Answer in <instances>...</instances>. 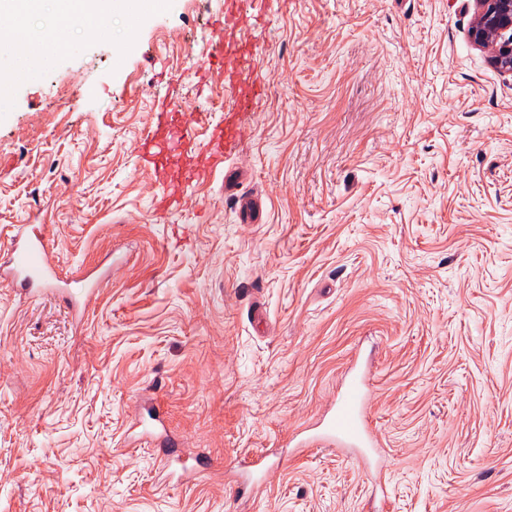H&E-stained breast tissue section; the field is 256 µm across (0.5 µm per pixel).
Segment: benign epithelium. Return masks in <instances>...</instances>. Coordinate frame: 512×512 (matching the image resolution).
<instances>
[{
    "mask_svg": "<svg viewBox=\"0 0 512 512\" xmlns=\"http://www.w3.org/2000/svg\"><path fill=\"white\" fill-rule=\"evenodd\" d=\"M472 44L488 54L490 63L512 75V0H473Z\"/></svg>",
    "mask_w": 512,
    "mask_h": 512,
    "instance_id": "1",
    "label": "benign epithelium"
}]
</instances>
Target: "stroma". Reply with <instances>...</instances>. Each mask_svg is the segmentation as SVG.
Wrapping results in <instances>:
<instances>
[{"label":"stroma","instance_id":"stroma-1","mask_svg":"<svg viewBox=\"0 0 512 512\" xmlns=\"http://www.w3.org/2000/svg\"><path fill=\"white\" fill-rule=\"evenodd\" d=\"M220 0L75 25L0 112V257L43 225L75 304L0 285V512H512V75L471 0H269L236 155L166 218L138 145L175 91L224 115ZM387 496L342 448L286 455L353 359ZM174 447L232 474L161 480Z\"/></svg>","mask_w":512,"mask_h":512}]
</instances>
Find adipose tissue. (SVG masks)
Wrapping results in <instances>:
<instances>
[{
	"label": "adipose tissue",
	"instance_id": "1",
	"mask_svg": "<svg viewBox=\"0 0 512 512\" xmlns=\"http://www.w3.org/2000/svg\"><path fill=\"white\" fill-rule=\"evenodd\" d=\"M43 5L44 0H0V12L16 20L15 26L0 28V57L9 60L15 70L31 69L39 63L38 57L29 51L32 33L28 20L39 13ZM112 9V0H54L55 24L46 35L60 49H69L71 43L66 32L74 23L103 24L111 17Z\"/></svg>",
	"mask_w": 512,
	"mask_h": 512
}]
</instances>
